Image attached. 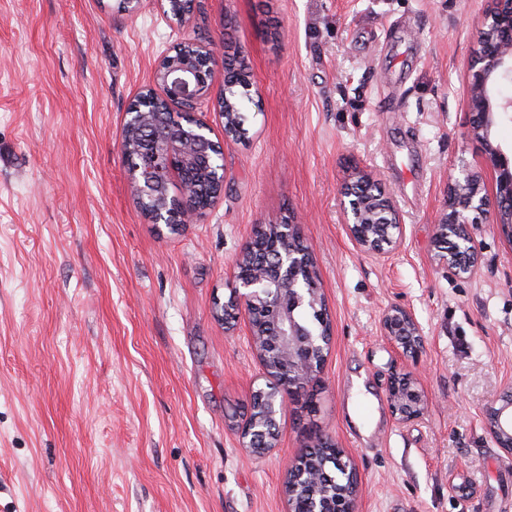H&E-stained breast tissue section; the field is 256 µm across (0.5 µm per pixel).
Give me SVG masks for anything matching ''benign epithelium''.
Listing matches in <instances>:
<instances>
[{
	"label": "benign epithelium",
	"instance_id": "obj_1",
	"mask_svg": "<svg viewBox=\"0 0 512 512\" xmlns=\"http://www.w3.org/2000/svg\"><path fill=\"white\" fill-rule=\"evenodd\" d=\"M473 130L485 142L486 162L495 174L497 194L490 203L478 176L464 173L454 179L449 188L448 212L437 224L438 242L452 241L453 248L440 256L456 275L472 273L477 264V252L469 233L470 215H484L494 207L495 223L503 235L512 238V157L492 144L490 134L499 111L512 108V99L494 102V89L502 76L512 74V0H495V6L484 18L478 30V50L468 64ZM153 82L162 91L169 107L183 110L195 106L206 96L208 82L204 73L190 58H172L165 54L154 69ZM135 121L143 133V148L138 153H125L122 161L131 179L136 202L154 205L147 218L151 224H166L167 204L160 201V186L172 173L171 165L179 159L185 162L205 161L217 172L224 171V156L212 152L209 126L200 121L195 133L189 134L176 127L173 131L152 130L150 114L140 112ZM365 180L343 188L348 198L346 211L350 233L356 244L373 254L384 253L395 247L402 238L392 198L381 193L371 198L362 196L360 187ZM279 239L270 248L272 260L256 268L246 280L232 287L230 300L221 305L219 316L229 324L243 312L256 307L272 318V336L266 350L257 351L259 358L267 356L277 363L279 375L270 376L269 385L276 388L280 398L270 403L264 415L248 419L241 430L243 443L250 433L262 426H271L269 438L276 439L278 418L287 404L318 386L320 369L316 357L330 347L332 337L323 338L315 333L311 321L300 316V310L313 304L314 295L306 291L299 281L300 268L305 262L302 255L312 256L311 248L301 251L294 243L303 241L297 224L279 225ZM384 336L396 348L412 356L418 355L423 344L419 326L412 314L403 308H393L383 317ZM392 412L400 422L423 415L426 400L411 376L395 378L389 386ZM489 426L499 447L512 454V399L489 413ZM304 512H354V504L326 494L307 501Z\"/></svg>",
	"mask_w": 512,
	"mask_h": 512
}]
</instances>
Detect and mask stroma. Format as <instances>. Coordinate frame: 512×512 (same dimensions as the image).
I'll use <instances>...</instances> for the list:
<instances>
[{"label": "stroma", "instance_id": "35a3bbf8", "mask_svg": "<svg viewBox=\"0 0 512 512\" xmlns=\"http://www.w3.org/2000/svg\"><path fill=\"white\" fill-rule=\"evenodd\" d=\"M493 0H194L186 23L139 0H0V512H289L311 432L355 469L356 512H512V454L486 420L512 388V243L470 225L474 274L435 247L461 169L494 196L472 132L468 61ZM240 63L247 134L224 135L216 66L195 115L224 190L192 224L138 212L119 151L126 110L181 42ZM390 194L400 245L364 252L343 185ZM311 247L333 326L318 411L289 404L275 448L240 435L268 381L247 317L225 326L257 225ZM409 311L419 360L384 314ZM427 409L397 422L393 373ZM384 336L402 353L417 356L422 347L423 337L412 314L403 308H393L383 317Z\"/></svg>", "mask_w": 512, "mask_h": 512}]
</instances>
